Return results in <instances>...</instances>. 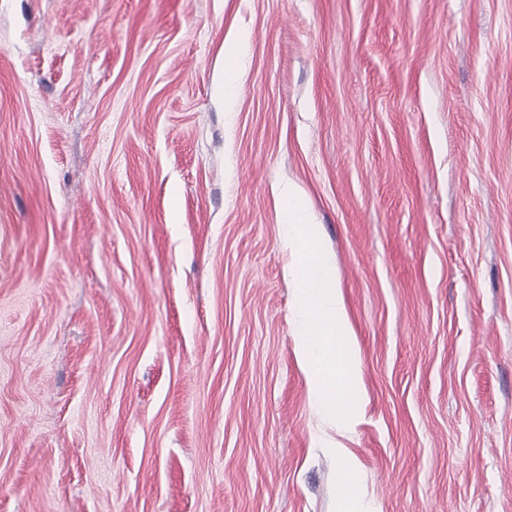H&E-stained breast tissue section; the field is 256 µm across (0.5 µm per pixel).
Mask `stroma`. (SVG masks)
Listing matches in <instances>:
<instances>
[{
    "mask_svg": "<svg viewBox=\"0 0 512 512\" xmlns=\"http://www.w3.org/2000/svg\"><path fill=\"white\" fill-rule=\"evenodd\" d=\"M290 184L365 502L512 512V0H0V512H334Z\"/></svg>",
    "mask_w": 512,
    "mask_h": 512,
    "instance_id": "1",
    "label": "stroma"
}]
</instances>
